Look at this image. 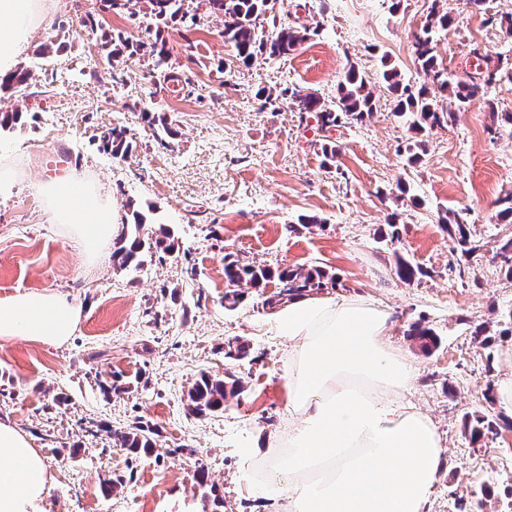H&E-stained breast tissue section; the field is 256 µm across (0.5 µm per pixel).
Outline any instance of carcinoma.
Here are the masks:
<instances>
[{
	"label": "carcinoma",
	"mask_w": 512,
	"mask_h": 512,
	"mask_svg": "<svg viewBox=\"0 0 512 512\" xmlns=\"http://www.w3.org/2000/svg\"><path fill=\"white\" fill-rule=\"evenodd\" d=\"M184 0H149L150 15L159 19L180 18L181 21H194V17L183 8ZM209 14L221 20L224 25V42L233 50L232 59L224 63L231 69L238 63H251L257 56L277 59L288 55L310 37V29L284 23L273 14L274 0H207ZM439 0H434L420 31L414 36V60L417 69L426 76V81L413 83L401 78L398 69L387 55L381 56L382 77L388 92L394 99L393 115L407 125L409 131L421 134L435 127H451L458 121L459 114L476 100L485 97L488 89L503 80L512 82V57L500 55L492 66L477 69L463 76H454L448 64L435 53L436 36L454 25L455 18L438 8ZM101 45L108 48V58L112 61L127 55H149L153 59L154 70L158 71L154 86L163 87L170 82H183L187 95L196 91L189 78H180L169 65L170 52L163 39L146 43H132L121 31L102 39ZM29 72L20 70L0 81V94H7L27 85ZM283 94L289 96L298 112H312L318 125L329 130L352 122H361L373 113L374 95L369 85L355 66H349L345 81L340 84L336 99L325 102L300 87L286 88ZM132 135L125 127L114 126L101 131L100 149L114 157H125L131 151ZM134 223L123 225V231L112 250L113 265L126 269L132 265L141 266L139 256L145 249H156L165 255L176 252L171 232L161 229L156 238L145 237L142 229L146 217L136 212ZM441 224L455 244L454 251L470 260L477 256L481 245L471 238L466 217L448 209L441 217ZM494 257L500 259L505 277L512 280V236L498 241L493 246ZM397 277L408 284L420 281L427 272L419 265L398 257L395 261ZM224 276L229 289L224 292V307L233 310L245 297L248 288H259L274 281L276 291L266 296L264 305L273 309L301 296H308L324 288L336 285V276L326 270L313 267L303 269H271L262 265L241 264L230 260L224 264ZM407 336L417 341L422 351L429 353L438 347V336L434 329L414 323ZM249 356V347L238 338L224 343V358L234 362L243 361ZM244 389L242 379L225 371L224 378L216 379L203 373L189 391L188 409L196 416H207L224 411L228 399L237 397ZM466 429L473 442L480 447H488L490 436H498L502 429H512V421L505 417H489L478 413L468 416ZM157 431L150 425H138L126 432H116L120 445L132 452L149 453L156 447L154 435Z\"/></svg>",
	"instance_id": "carcinoma-1"
}]
</instances>
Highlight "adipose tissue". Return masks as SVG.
<instances>
[{
	"mask_svg": "<svg viewBox=\"0 0 512 512\" xmlns=\"http://www.w3.org/2000/svg\"><path fill=\"white\" fill-rule=\"evenodd\" d=\"M58 0H0V76L10 74ZM54 223L86 252L112 237L117 215L100 190L70 177L43 183ZM80 311L61 295L19 292L0 300V339L64 342ZM288 339V424L246 448L242 480L284 512H426L446 463L433 421L399 395L418 370L388 340L391 312L343 293L282 304L267 322ZM49 475L28 436L0 420V512H45Z\"/></svg>",
	"mask_w": 512,
	"mask_h": 512,
	"instance_id": "ef3b65f1",
	"label": "adipose tissue"
}]
</instances>
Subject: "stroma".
<instances>
[{"instance_id":"obj_1","label":"stroma","mask_w":512,"mask_h":512,"mask_svg":"<svg viewBox=\"0 0 512 512\" xmlns=\"http://www.w3.org/2000/svg\"><path fill=\"white\" fill-rule=\"evenodd\" d=\"M196 26L105 9L102 0H61L33 35L19 69L29 86L10 109L23 114L0 134V157L15 161L18 179L0 196V298L20 291H52L80 309L67 341L48 345L27 338L0 341V419L26 433L50 475L46 512H212L196 483L224 497L221 512H282V502L259 503L240 478L243 450L267 442L284 425L286 339L269 331L264 298L274 283L252 288L237 309L224 307V257L273 268L318 266L335 274L338 292L369 296L392 313L390 340L418 367L403 402L435 423L446 449L427 512H469L473 492L490 495L485 512H512V431L489 449H477L465 416L500 415L485 400L487 370L512 372L503 353L512 336L483 345L478 324L495 327L512 311V281L492 247L512 235L497 217L496 201L512 191V129L495 130L494 112L512 110V83L492 86L488 99L461 113L456 125L425 132L421 160L408 165L398 147L409 131L393 114L382 79L388 55L407 80L413 36L432 0H277L283 21L300 20L316 35L288 56L256 57L225 71L231 48L224 26L205 0H187ZM455 25L439 33L436 50L458 75L473 71L469 42L489 59L512 56V35L487 25L485 13L447 0ZM104 21L134 42L162 37L181 73L200 96L177 89L152 96L151 61L97 59L99 34L87 18ZM61 52L44 53L48 42ZM373 85L376 109L363 121L322 132L314 116L300 117L284 88L297 85L332 100L348 66ZM276 95L262 106L259 91ZM167 116L172 135L157 141L144 113ZM124 126L134 135L124 158L100 150L97 134ZM338 153L325 166L322 146ZM94 182L119 223L142 212L169 228L175 254L143 253L139 269L112 264V244L87 259L78 239L52 223L39 192L54 175V160ZM406 191H399V184ZM466 212L483 245L470 270L458 273L454 243L443 229L446 210ZM405 231L381 242L390 214ZM318 219L307 229L303 219ZM421 265L426 277L398 279L396 257ZM428 322L440 336L431 353L407 337L408 326ZM250 348L249 361L226 367L225 339ZM241 377L243 392L223 412L205 417L187 409L201 373ZM154 426L157 445L131 454L116 432ZM114 480L104 492L102 480Z\"/></svg>"}]
</instances>
